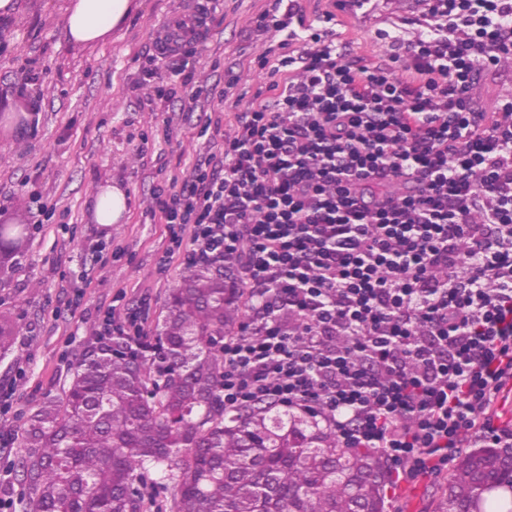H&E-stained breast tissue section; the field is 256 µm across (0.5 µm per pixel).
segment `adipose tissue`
Masks as SVG:
<instances>
[{"mask_svg":"<svg viewBox=\"0 0 512 512\" xmlns=\"http://www.w3.org/2000/svg\"><path fill=\"white\" fill-rule=\"evenodd\" d=\"M131 0H71L67 7V33L81 45L100 43L129 12Z\"/></svg>","mask_w":512,"mask_h":512,"instance_id":"obj_1","label":"adipose tissue"}]
</instances>
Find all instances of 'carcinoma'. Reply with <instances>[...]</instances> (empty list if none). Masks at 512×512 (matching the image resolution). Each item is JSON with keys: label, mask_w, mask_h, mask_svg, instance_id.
Masks as SVG:
<instances>
[{"label": "carcinoma", "mask_w": 512, "mask_h": 512, "mask_svg": "<svg viewBox=\"0 0 512 512\" xmlns=\"http://www.w3.org/2000/svg\"><path fill=\"white\" fill-rule=\"evenodd\" d=\"M27 242L26 224H0V273ZM233 266L184 276L153 344L93 333L22 429L25 512H151L152 473L174 489L167 512H384L377 450L277 406L224 409V336L246 311ZM15 333L0 319L1 355ZM442 512H512V447L461 455Z\"/></svg>", "instance_id": "cac0c4a2"}]
</instances>
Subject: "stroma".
<instances>
[{"label":"stroma","instance_id":"stroma-1","mask_svg":"<svg viewBox=\"0 0 512 512\" xmlns=\"http://www.w3.org/2000/svg\"><path fill=\"white\" fill-rule=\"evenodd\" d=\"M67 2L15 0V12L0 17V222L29 226L19 266L0 274V315L19 329L0 358V512H23L17 432L46 395L61 393L92 326L108 309L137 310L143 335L153 336L165 297L188 272L178 254L158 269L168 239L151 218L153 188L207 149L187 133L206 114L181 113L164 137V114L149 103L156 87L187 78L208 89L223 81L231 55L258 54L265 43L229 38L268 0H134L111 37L90 47L67 40ZM201 9L202 54L149 75L167 24ZM111 187L126 209L114 223H95L91 202ZM43 206L55 211L45 223ZM450 476L387 487V512H440Z\"/></svg>","mask_w":512,"mask_h":512}]
</instances>
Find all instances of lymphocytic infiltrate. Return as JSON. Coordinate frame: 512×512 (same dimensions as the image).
I'll list each match as a JSON object with an SVG mask.
<instances>
[{"label": "lymphocytic infiltrate", "mask_w": 512, "mask_h": 512, "mask_svg": "<svg viewBox=\"0 0 512 512\" xmlns=\"http://www.w3.org/2000/svg\"><path fill=\"white\" fill-rule=\"evenodd\" d=\"M420 34L370 57L303 0L238 35L276 41L267 83L200 135L220 139L154 192L171 252L232 257L253 311L224 339V407L272 404L374 448L393 482L458 449L511 448L512 0H417ZM307 17V16H306Z\"/></svg>", "instance_id": "1"}]
</instances>
